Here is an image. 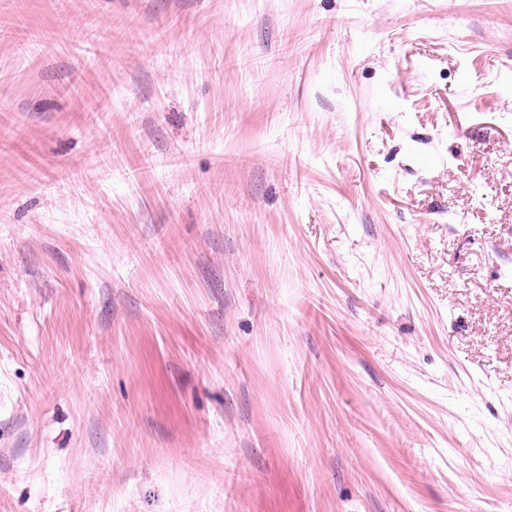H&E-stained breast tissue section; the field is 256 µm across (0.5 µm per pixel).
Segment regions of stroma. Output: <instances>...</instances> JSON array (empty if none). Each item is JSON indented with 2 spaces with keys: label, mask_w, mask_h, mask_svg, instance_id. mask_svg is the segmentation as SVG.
<instances>
[{
  "label": "stroma",
  "mask_w": 512,
  "mask_h": 512,
  "mask_svg": "<svg viewBox=\"0 0 512 512\" xmlns=\"http://www.w3.org/2000/svg\"><path fill=\"white\" fill-rule=\"evenodd\" d=\"M0 512H512V0H0Z\"/></svg>",
  "instance_id": "1"
}]
</instances>
